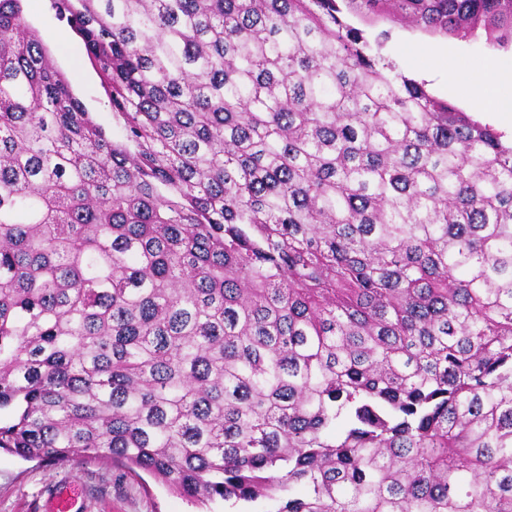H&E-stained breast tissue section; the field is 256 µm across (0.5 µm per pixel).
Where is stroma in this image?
I'll use <instances>...</instances> for the list:
<instances>
[{"mask_svg": "<svg viewBox=\"0 0 512 512\" xmlns=\"http://www.w3.org/2000/svg\"><path fill=\"white\" fill-rule=\"evenodd\" d=\"M28 18L40 32L52 59L69 78L75 94L113 132L121 126L112 116L101 81L85 50L66 22L59 20L49 0H28ZM354 27L371 40L398 71L425 82L437 99L449 102L512 138V114L471 105L465 77L492 80L497 97L512 100V82L500 80L512 72V50H495L481 41L429 34L387 21L350 17ZM456 54V71H448L443 55ZM73 485L81 492L80 512H266L264 502L234 505L215 500L208 505L171 493L146 473H134L109 460H69L55 464L25 461L0 450V512H45L54 491Z\"/></svg>", "mask_w": 512, "mask_h": 512, "instance_id": "35a3bbf8", "label": "stroma"}]
</instances>
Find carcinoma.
I'll return each instance as SVG.
<instances>
[{"label":"carcinoma","instance_id":"1","mask_svg":"<svg viewBox=\"0 0 512 512\" xmlns=\"http://www.w3.org/2000/svg\"><path fill=\"white\" fill-rule=\"evenodd\" d=\"M50 5L122 137L0 0V449L512 512V143L347 21L505 50L512 0Z\"/></svg>","mask_w":512,"mask_h":512}]
</instances>
